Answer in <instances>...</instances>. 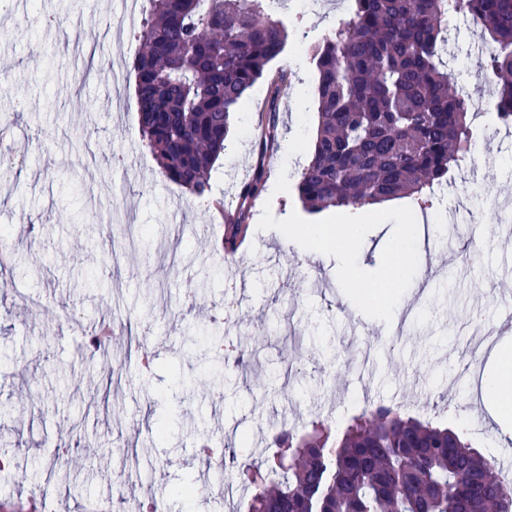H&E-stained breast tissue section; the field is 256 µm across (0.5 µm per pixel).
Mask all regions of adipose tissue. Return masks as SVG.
Segmentation results:
<instances>
[{
  "mask_svg": "<svg viewBox=\"0 0 512 512\" xmlns=\"http://www.w3.org/2000/svg\"><path fill=\"white\" fill-rule=\"evenodd\" d=\"M289 235H300L310 250L322 249L325 244H333L336 256L341 262H348L359 239L362 227L358 224H343L337 229H329L322 224H308L304 229L289 226ZM392 261L382 269L377 277L378 285L366 287L358 276H351L350 283L354 294L363 301L365 310L380 314L390 308H403L404 289L409 274L417 263L415 252V227L402 224L390 243ZM484 393L497 408V421L500 425L512 423V348L500 347L496 362L484 375Z\"/></svg>",
  "mask_w": 512,
  "mask_h": 512,
  "instance_id": "1",
  "label": "adipose tissue"
}]
</instances>
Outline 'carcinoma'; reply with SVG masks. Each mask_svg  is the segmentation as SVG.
Wrapping results in <instances>:
<instances>
[{
	"instance_id": "1",
	"label": "carcinoma",
	"mask_w": 512,
	"mask_h": 512,
	"mask_svg": "<svg viewBox=\"0 0 512 512\" xmlns=\"http://www.w3.org/2000/svg\"><path fill=\"white\" fill-rule=\"evenodd\" d=\"M266 0H145L131 62L142 137L163 178L208 200L245 92L283 54L288 31ZM463 18L492 45L481 67L497 119L512 126V0H352V14L309 47L319 124L296 185L312 213L434 195L472 154L475 101L444 56ZM288 74L270 78L254 141L258 163L227 219L233 245L262 192ZM264 458L229 452L247 512H512V486L463 430L371 404L341 435L321 420L283 429Z\"/></svg>"
}]
</instances>
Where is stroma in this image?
Masks as SVG:
<instances>
[{
    "label": "stroma",
    "instance_id": "stroma-1",
    "mask_svg": "<svg viewBox=\"0 0 512 512\" xmlns=\"http://www.w3.org/2000/svg\"><path fill=\"white\" fill-rule=\"evenodd\" d=\"M350 0H270L266 11L288 22L284 53L268 73L287 71L278 102L273 158L235 267L201 227L215 221L209 204L161 178L143 142L135 78L113 64L139 48L138 26L106 41L118 0H12L0 11V141L26 154V178L0 192V240L11 261L0 287V446L16 469L0 472V497L36 498L39 512H122L128 491L154 498L163 512H238L246 494L232 472L195 457L220 435L242 457H258L281 425L322 419L345 430L366 398L428 407L434 421L466 429L482 455L506 440L485 401L481 377L493 353L476 349L475 321L498 324L512 294V249L500 240L512 216V129L486 109L494 88L477 65L490 47L469 23L450 32L448 68L476 93L478 134L471 162L456 170L440 203L420 209L391 200L417 224L421 266L408 305L416 315L399 341L385 331L397 312L365 313L347 267L367 271L386 260L397 232L389 208L306 212L295 189L318 126L317 72L308 46L350 16ZM268 102L259 80L232 118L230 136L211 175L225 211L251 176L257 116ZM464 223H447L449 207ZM306 224L364 225L363 239L342 266L335 253L315 259L297 239L282 238L292 215ZM134 245L113 261L114 245ZM198 301L189 304L185 283ZM103 321L123 336L116 366L84 347ZM245 354L246 366L215 375L203 360L205 336ZM157 366L136 371L143 342ZM71 433L77 466L51 471L59 425ZM195 483L199 496H171Z\"/></svg>",
    "mask_w": 512,
    "mask_h": 512
}]
</instances>
